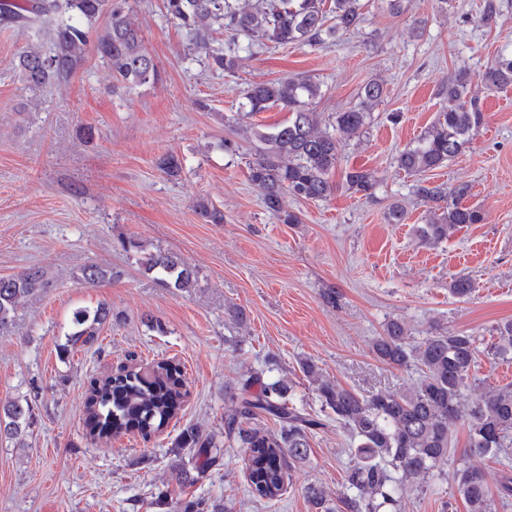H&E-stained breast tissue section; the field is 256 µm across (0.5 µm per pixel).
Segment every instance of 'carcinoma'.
Here are the masks:
<instances>
[{
  "mask_svg": "<svg viewBox=\"0 0 512 512\" xmlns=\"http://www.w3.org/2000/svg\"><path fill=\"white\" fill-rule=\"evenodd\" d=\"M361 0H167V13L186 29L189 44L185 56L205 54L212 67L225 72L237 70L253 55L261 41L275 44L318 45L336 39L341 31L361 23ZM129 0H0V25L22 32L44 31L50 46L26 47L18 68L25 87L34 92L47 85L68 82L83 69L92 54L123 87L133 90L158 80L157 65L145 50L140 27L131 17ZM218 26L235 40L236 49L225 53L211 47L209 35ZM488 89L512 85V58L499 55L482 74ZM463 73L448 79L440 90L443 106L432 123L408 147L395 156L397 168L417 176L416 192L435 204L420 226L422 240L437 245L466 224L483 221L480 210L463 204L470 188H454L422 178L457 157L483 123L478 100L470 95ZM383 87L367 82L358 94L359 103L331 114L323 124L322 113L312 103L322 97L321 86L309 76L289 77L254 83L244 93L247 114L272 108L288 112V119L268 131L254 132L257 157L249 167V180L264 206L283 224H299V216L287 209L284 196L320 201L333 192L331 177L342 150L359 136L382 98ZM158 167L174 177L181 160L171 151L158 158ZM344 187L365 198L375 195L377 181L363 168L344 173ZM139 264L168 288H192L195 270L169 252L147 253ZM112 277V271L97 265L81 270V281L97 285ZM48 284L41 267L0 276V330L12 324L20 306L38 295ZM473 281L465 273L450 284L452 295L468 297ZM110 309L81 308L73 314L74 331L68 344L91 345ZM497 341L488 355L512 358V321L497 329ZM376 358L393 367H415L419 377L402 393L378 390L360 396L321 377L311 361L301 362V371L315 384L322 411L348 430L356 448L346 471L344 490L337 502L343 512H399L404 481L433 480L435 469L453 443V428L467 430L468 444L456 469V491L467 512H493V497L480 461L489 454L512 448V386L492 388L468 402L466 393L476 389L473 370L478 363L479 338L465 332H436L420 341L410 339L403 323L389 320L373 343ZM181 365L164 360L153 376L136 371L90 383L84 402L85 426L93 439H111L137 433L143 438L166 428L182 405ZM293 384L279 377L264 380L256 373L242 383L232 397L233 409L224 418V434L246 449L251 493L267 500L283 495L294 467L309 460V435L326 426L297 407L291 398ZM275 421L277 428L265 430L256 421ZM33 417L29 401L0 405V434L22 437ZM181 447L192 448L201 467L218 460L216 435L185 430ZM307 496L314 512H333L320 488L311 486ZM224 501L201 498L188 512H224Z\"/></svg>",
  "mask_w": 512,
  "mask_h": 512,
  "instance_id": "carcinoma-1",
  "label": "carcinoma"
}]
</instances>
